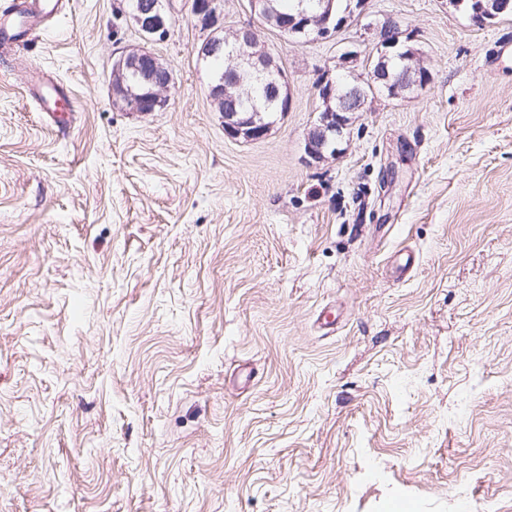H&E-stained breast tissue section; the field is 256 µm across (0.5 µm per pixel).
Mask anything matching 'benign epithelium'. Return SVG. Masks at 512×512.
<instances>
[{
  "instance_id": "obj_1",
  "label": "benign epithelium",
  "mask_w": 512,
  "mask_h": 512,
  "mask_svg": "<svg viewBox=\"0 0 512 512\" xmlns=\"http://www.w3.org/2000/svg\"><path fill=\"white\" fill-rule=\"evenodd\" d=\"M334 3L335 0H319L318 9L301 10L288 16L275 8L274 0H249L251 11L264 25L278 30L296 44L329 39L355 20L356 10L351 7L343 17L336 18ZM192 12L203 26L213 29L197 48L200 59L207 60L224 51V46H231L225 56L224 76L211 85L209 92L217 110L224 113L225 135L245 142L265 137L273 122H257L243 114V103L251 98V93L244 85L241 73L247 71L254 80L264 83L267 100L274 105V112L283 115L292 104L284 71L265 50L255 28L246 26L224 32L217 28V0H193ZM132 16L144 40L167 36L171 20L162 0H132ZM377 30V56L371 55L366 60L368 85L357 82L339 94L336 80L323 75L317 81V95L325 103L326 110L320 111L306 139V152L311 158L322 159L331 150V141L336 131L342 128L341 113L359 111L368 99V92L397 96L427 85L430 74L411 52L405 54L411 64L399 74H392L388 69L389 62L402 54L399 23L387 19L377 26ZM172 85L171 69L145 47L121 56L112 65L115 104L130 112L150 113L164 109Z\"/></svg>"
}]
</instances>
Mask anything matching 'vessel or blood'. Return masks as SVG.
Masks as SVG:
<instances>
[{
	"mask_svg": "<svg viewBox=\"0 0 512 512\" xmlns=\"http://www.w3.org/2000/svg\"><path fill=\"white\" fill-rule=\"evenodd\" d=\"M63 6L64 0H0V54L25 43L61 14ZM32 88L47 124L65 131L72 117L68 92L38 70L33 73Z\"/></svg>",
	"mask_w": 512,
	"mask_h": 512,
	"instance_id": "vessel-or-blood-1",
	"label": "vessel or blood"
}]
</instances>
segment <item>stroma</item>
Returning <instances> with one entry per match:
<instances>
[{
  "mask_svg": "<svg viewBox=\"0 0 512 512\" xmlns=\"http://www.w3.org/2000/svg\"><path fill=\"white\" fill-rule=\"evenodd\" d=\"M164 7L146 43L130 0H69L0 61V512H512V14L364 0L295 44L220 0L292 93L244 142L192 0ZM389 18L429 83L368 98L312 161L316 81L366 79ZM142 46L173 71L160 112L112 102ZM31 80L33 96L39 103L40 112H44L47 124L64 132L73 115L68 92L37 68Z\"/></svg>",
  "mask_w": 512,
  "mask_h": 512,
  "instance_id": "obj_1",
  "label": "stroma"
}]
</instances>
